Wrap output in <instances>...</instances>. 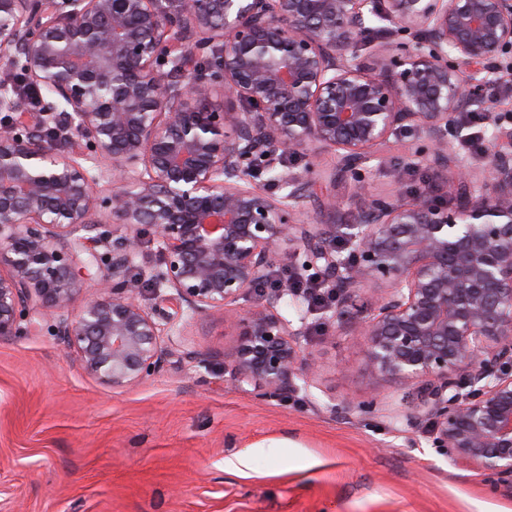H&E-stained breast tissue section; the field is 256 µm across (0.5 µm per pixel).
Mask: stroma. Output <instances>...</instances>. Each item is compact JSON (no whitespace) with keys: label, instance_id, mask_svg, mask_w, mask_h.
I'll list each match as a JSON object with an SVG mask.
<instances>
[{"label":"stroma","instance_id":"1","mask_svg":"<svg viewBox=\"0 0 512 512\" xmlns=\"http://www.w3.org/2000/svg\"><path fill=\"white\" fill-rule=\"evenodd\" d=\"M286 165L309 175L310 224L353 223L367 196L402 188L453 200L452 168L398 145L366 164L363 197L333 152ZM260 303L250 296L175 320L159 370L124 390L86 373L49 317L0 340V512H512V490L454 465L428 421L388 425L385 413L407 410L414 388L370 380L362 346L329 310L278 308L304 326L301 347L318 364L300 393L268 400L232 387L231 319ZM371 399L379 415L342 409ZM241 454L247 468L225 470Z\"/></svg>","mask_w":512,"mask_h":512}]
</instances>
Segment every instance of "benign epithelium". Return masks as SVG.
<instances>
[{
  "label": "benign epithelium",
  "mask_w": 512,
  "mask_h": 512,
  "mask_svg": "<svg viewBox=\"0 0 512 512\" xmlns=\"http://www.w3.org/2000/svg\"><path fill=\"white\" fill-rule=\"evenodd\" d=\"M375 21L389 42L363 58ZM216 40L209 78L172 82ZM0 61L49 95L21 112L16 86L0 83V340L47 314L101 384L155 373L170 337L129 278L149 233L150 285L175 306L164 319L262 293L233 320L224 371L238 390L280 397L314 367L277 311L298 292L286 280L263 291L291 242L293 275L314 268L341 285L339 318L362 287L387 284L350 323L363 372L416 389L390 423L428 419L453 462L512 489V128L485 111L512 63V0H0ZM463 112L494 127L481 172L449 153ZM400 134L411 156L452 165L453 206L419 192L373 198L354 224L300 220L307 179L286 156L337 154L361 195L363 163ZM257 168L281 196L255 185ZM94 267L99 290L74 314Z\"/></svg>",
  "instance_id": "obj_1"
}]
</instances>
